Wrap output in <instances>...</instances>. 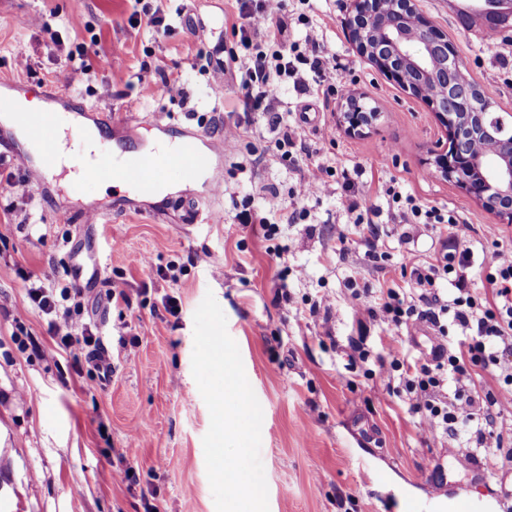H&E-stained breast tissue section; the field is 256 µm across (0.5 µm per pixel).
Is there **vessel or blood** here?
<instances>
[{"label": "vessel or blood", "instance_id": "1", "mask_svg": "<svg viewBox=\"0 0 512 512\" xmlns=\"http://www.w3.org/2000/svg\"><path fill=\"white\" fill-rule=\"evenodd\" d=\"M448 14L455 22L472 28L485 44L497 39L505 27L512 25V13L501 0H448ZM10 90V106L0 112V126H11L13 133L39 146V153L20 151L16 158L28 174L34 176L36 185L44 186L56 162L53 123H65L68 135L77 137L87 132L88 125L72 110V96H49L48 108L34 111L26 104L31 86L19 83L11 85ZM223 152V142L207 138L203 133L182 135L166 149L149 146L135 150L128 141L117 140L111 151L100 154L94 164L84 168L83 176L87 179L109 177L130 187L136 196L150 197L170 184L173 172H181L184 182L203 184L202 192L183 201L184 223L216 224L220 221L216 194L221 186L205 181L204 175L212 155Z\"/></svg>", "mask_w": 512, "mask_h": 512}]
</instances>
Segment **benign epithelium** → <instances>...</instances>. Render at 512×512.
Here are the masks:
<instances>
[{
  "mask_svg": "<svg viewBox=\"0 0 512 512\" xmlns=\"http://www.w3.org/2000/svg\"><path fill=\"white\" fill-rule=\"evenodd\" d=\"M356 52L434 111L448 136L428 158L434 172L454 182L487 212L512 223V123L493 111L480 88L453 81L465 69L448 34L420 10L417 0H352L346 18ZM412 64L435 85V94L408 86ZM350 133L372 126L376 114L350 97L343 106Z\"/></svg>",
  "mask_w": 512,
  "mask_h": 512,
  "instance_id": "benign-epithelium-1",
  "label": "benign epithelium"
}]
</instances>
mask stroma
Wrapping results in <instances>:
<instances>
[{
	"instance_id": "obj_1",
	"label": "stroma",
	"mask_w": 512,
	"mask_h": 512,
	"mask_svg": "<svg viewBox=\"0 0 512 512\" xmlns=\"http://www.w3.org/2000/svg\"><path fill=\"white\" fill-rule=\"evenodd\" d=\"M418 5L498 111L512 113V27L502 32L496 58L449 18L442 0ZM134 6L0 0V80L60 91L59 59L92 43L95 53L82 58L83 73L66 89L101 113L105 134L147 142L158 122L173 138L199 128L215 106L212 75L201 66L232 41L225 0H172L182 14L165 34L130 27ZM350 9L351 0H301L288 30L289 42L309 34L335 54V93L300 92L289 81L274 87L285 120L304 131L310 161L329 169L325 196L293 200L307 163L255 165L274 145L260 117L224 159L219 224L181 223L177 190L124 212L123 191L108 182L89 184L82 195L55 182L22 196L0 181V512H216L202 443L210 414L191 366L193 316L209 292L262 407L269 512H402L407 495L421 505L468 497L512 512L505 495L512 468L475 450L469 428L454 444L425 435L406 393H375L379 366L389 360L388 333L380 320L355 314L346 298L355 288L373 296L406 287L404 267L428 265L444 240L430 224L402 240L386 188L398 185L469 225L468 286L478 294L492 256L512 253V223L425 165L445 132L422 100L355 52L345 25ZM41 15L50 16L51 29L37 25ZM103 54L111 68L101 65ZM176 70L186 100L137 97L139 77ZM352 95L380 112L355 136L341 123V105ZM271 189L293 200L302 217L266 240L240 216L259 210ZM352 197L380 208L381 263L365 254ZM86 206L101 211L98 223H84ZM203 252L214 269L194 263ZM75 263L102 269L86 292L84 317L111 354L108 375L60 344L24 288L26 273L62 288ZM283 283L288 295L281 298ZM113 289L125 291L127 303H112ZM324 296L333 306L312 309ZM348 455L369 459L371 469L345 466Z\"/></svg>"
}]
</instances>
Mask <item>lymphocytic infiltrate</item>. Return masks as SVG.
Instances as JSON below:
<instances>
[{
  "label": "lymphocytic infiltrate",
  "mask_w": 512,
  "mask_h": 512,
  "mask_svg": "<svg viewBox=\"0 0 512 512\" xmlns=\"http://www.w3.org/2000/svg\"><path fill=\"white\" fill-rule=\"evenodd\" d=\"M288 0H236L235 13L227 21L236 40L224 51V60L213 71L215 86L234 79L239 95L234 103L215 114L208 129L220 139L230 142L248 133L253 124L252 113H261L276 138L273 160L288 161L306 153L300 126L284 122L269 89L275 81L296 76L300 65H309L318 80H326L336 70V58L313 38L290 46L286 43ZM397 205V218L403 226V239H410V225L449 224L452 253H439L428 267L411 270L414 281L410 288H388L373 305H365L358 292H351L353 309L367 311L380 318L388 330L399 331L418 320L440 325L442 319L469 331L467 342L456 349L436 347L431 350L430 364L417 365L392 358L390 372L398 373V384H385V391L399 386L405 390L411 410L420 417L425 434L448 440L456 439L460 425L476 422L473 432L477 447L488 445L503 412L512 407V260L494 259V273L488 277L492 300L479 307L467 286V270L471 264L472 247L467 226L454 215H442L436 208L403 196L397 187L387 189ZM453 276L456 292L445 297L435 283L438 277ZM28 296L36 310L49 316V326L64 347L96 346L91 323L82 321L84 290L70 285L60 289L33 283ZM490 367L499 370V388L475 395L464 389L472 368Z\"/></svg>",
  "instance_id": "1"
}]
</instances>
